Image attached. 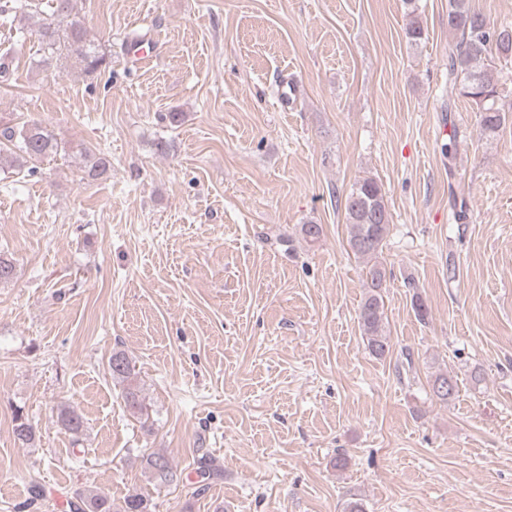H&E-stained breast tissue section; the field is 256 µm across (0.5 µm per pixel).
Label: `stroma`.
<instances>
[{
	"label": "stroma",
	"instance_id": "35a3bbf8",
	"mask_svg": "<svg viewBox=\"0 0 512 512\" xmlns=\"http://www.w3.org/2000/svg\"><path fill=\"white\" fill-rule=\"evenodd\" d=\"M417 6L415 45L401 0H77L108 78L42 64L33 21L0 14V125L35 118L59 143L32 171L0 157L16 266L0 284V512H55L79 488L153 512H344L353 496L512 512V114L481 137L475 105L448 95V0ZM85 147L109 177L81 180ZM367 177L391 214L381 360L344 211ZM118 352L142 415L109 371ZM442 370L459 386L445 405L429 393ZM19 413L35 447L14 438ZM153 452L179 482L152 481ZM405 6L406 24L405 35L409 42L417 44L424 41L426 37V29L417 13L418 7L416 0H403ZM134 368L123 353L113 354L109 361L112 377L125 383L123 397L126 407L134 415H138L143 411V403Z\"/></svg>",
	"mask_w": 512,
	"mask_h": 512
}]
</instances>
